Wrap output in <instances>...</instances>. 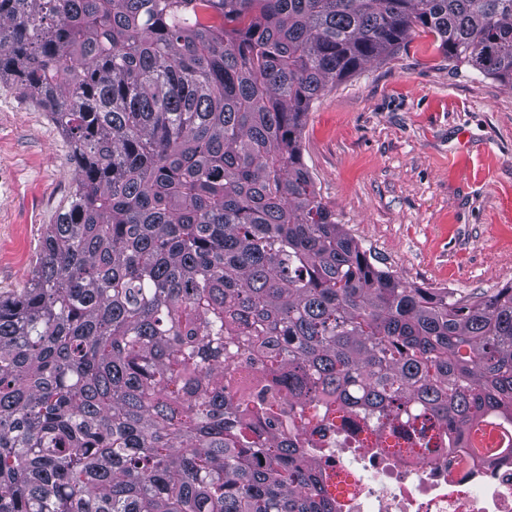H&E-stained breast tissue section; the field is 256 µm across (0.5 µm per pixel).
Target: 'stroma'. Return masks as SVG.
Instances as JSON below:
<instances>
[{
	"label": "stroma",
	"mask_w": 512,
	"mask_h": 512,
	"mask_svg": "<svg viewBox=\"0 0 512 512\" xmlns=\"http://www.w3.org/2000/svg\"><path fill=\"white\" fill-rule=\"evenodd\" d=\"M301 148L377 267L461 298L512 285V88L449 64L433 35L325 92ZM75 173L47 110L0 81V292L28 286Z\"/></svg>",
	"instance_id": "35a3bbf8"
}]
</instances>
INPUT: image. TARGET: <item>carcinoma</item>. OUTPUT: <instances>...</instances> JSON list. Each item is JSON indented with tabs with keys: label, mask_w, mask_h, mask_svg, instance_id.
Returning <instances> with one entry per match:
<instances>
[{
	"label": "carcinoma",
	"mask_w": 512,
	"mask_h": 512,
	"mask_svg": "<svg viewBox=\"0 0 512 512\" xmlns=\"http://www.w3.org/2000/svg\"><path fill=\"white\" fill-rule=\"evenodd\" d=\"M415 31L512 87V0H0V79L76 164L0 294V512H336L316 453L512 413V286L377 268L303 162L312 104Z\"/></svg>",
	"instance_id": "1"
}]
</instances>
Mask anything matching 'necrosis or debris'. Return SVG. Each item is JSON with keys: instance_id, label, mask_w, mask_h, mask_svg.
I'll return each mask as SVG.
<instances>
[{"instance_id": "obj_1", "label": "necrosis or debris", "mask_w": 512, "mask_h": 512, "mask_svg": "<svg viewBox=\"0 0 512 512\" xmlns=\"http://www.w3.org/2000/svg\"><path fill=\"white\" fill-rule=\"evenodd\" d=\"M318 461L347 480L338 512H512V456L502 446L421 448L400 457L345 447Z\"/></svg>"}]
</instances>
